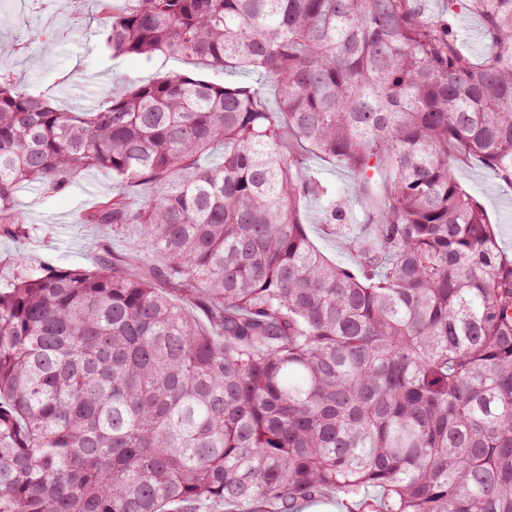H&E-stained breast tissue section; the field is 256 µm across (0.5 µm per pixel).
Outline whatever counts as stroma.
Segmentation results:
<instances>
[{
    "instance_id": "1",
    "label": "stroma",
    "mask_w": 512,
    "mask_h": 512,
    "mask_svg": "<svg viewBox=\"0 0 512 512\" xmlns=\"http://www.w3.org/2000/svg\"><path fill=\"white\" fill-rule=\"evenodd\" d=\"M0 71L24 75L31 92L49 98L64 111L77 112L88 103H101L115 86L145 83L172 74H188L220 84L260 88L267 104L276 106L273 83L248 69H214L193 60L157 54L149 58L116 56L102 40L106 19L97 0H77L60 10L47 0H7L0 9ZM458 181L480 198L490 219L502 226L501 245L512 252V187L493 171L467 159L455 168ZM124 189L132 203H140L138 185L117 186L110 172L98 170L69 189L45 195L24 188L17 194L26 237L0 235V280H7L19 258L32 264L91 269L97 265L102 240H109L114 255L138 256L141 265L153 258L139 245L136 229L111 233L98 224L81 223L85 210L104 196ZM324 202L315 197L303 203V221L312 244L333 261L349 265L353 258L343 237L324 219Z\"/></svg>"
}]
</instances>
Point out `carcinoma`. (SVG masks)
<instances>
[{
    "label": "carcinoma",
    "instance_id": "1",
    "mask_svg": "<svg viewBox=\"0 0 512 512\" xmlns=\"http://www.w3.org/2000/svg\"><path fill=\"white\" fill-rule=\"evenodd\" d=\"M415 2L98 0L112 54L248 67L275 108L177 74L63 112L0 73V232L19 189L106 170L153 192L82 223L157 257L0 286V512H512V255L453 173L512 186V0H466L477 62ZM305 153L353 178L350 266L306 233L305 199L348 198ZM303 169L307 174L315 176L322 183L335 189L336 195H346L349 197L351 213H349L347 224H352L350 228L354 230L359 224L364 223L365 215L361 205L357 203L355 196L352 194L353 180L348 172L337 168L333 163L314 154L305 156ZM304 501H308L309 505L324 504L330 506H315L303 512H333L332 507L336 508V510H338L339 512H347L348 510L356 509V506L352 503H349V508H347V505L342 504L341 497L334 493L318 494L315 497L306 499Z\"/></svg>",
    "mask_w": 512,
    "mask_h": 512
}]
</instances>
